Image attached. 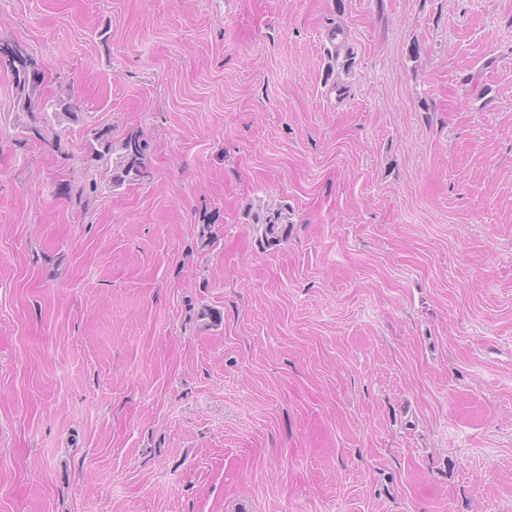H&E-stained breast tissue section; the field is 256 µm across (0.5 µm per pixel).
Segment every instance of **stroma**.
Masks as SVG:
<instances>
[{
    "label": "stroma",
    "mask_w": 512,
    "mask_h": 512,
    "mask_svg": "<svg viewBox=\"0 0 512 512\" xmlns=\"http://www.w3.org/2000/svg\"><path fill=\"white\" fill-rule=\"evenodd\" d=\"M0 40L79 106L0 69V512H512V0H0ZM97 147L92 145L94 157L108 164L112 157V184L121 186L127 182L150 179L152 172L147 159L148 144L139 133L128 134L120 141L112 140L109 130L94 133ZM253 230L260 245L275 246L288 236V214H284L282 209L255 212Z\"/></svg>",
    "instance_id": "1"
}]
</instances>
